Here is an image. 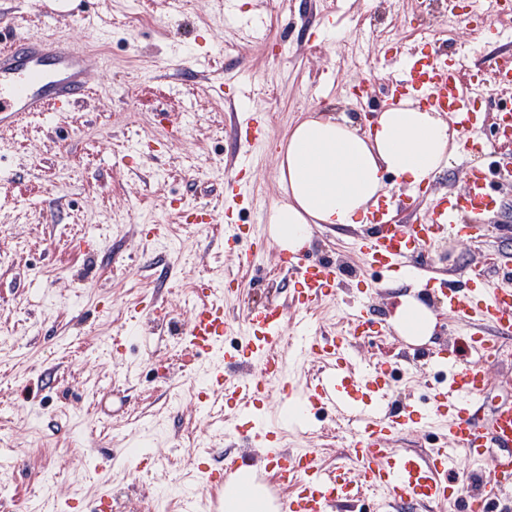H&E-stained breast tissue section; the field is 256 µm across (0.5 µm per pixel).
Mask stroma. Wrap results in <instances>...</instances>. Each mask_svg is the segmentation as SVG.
<instances>
[{
    "instance_id": "1",
    "label": "stroma",
    "mask_w": 512,
    "mask_h": 512,
    "mask_svg": "<svg viewBox=\"0 0 512 512\" xmlns=\"http://www.w3.org/2000/svg\"><path fill=\"white\" fill-rule=\"evenodd\" d=\"M0 0V39L13 31L54 37L95 54L80 105L0 123V504L6 512H181L194 494L213 512L205 475L236 448L224 439L225 401L201 402L208 365L186 348L193 308L222 289L240 325L265 305L293 326L295 279L283 269L261 214L240 211L229 245L224 184L238 152L235 86L254 78L250 110L266 114L268 143L242 176L271 211L282 198L278 145L307 113L377 112L387 71L381 40L413 42L417 0ZM383 12L378 29L358 28ZM258 15L265 42L241 39ZM364 69L353 75L347 56ZM371 97L336 105L356 80ZM477 238L444 234L425 255L439 281H490L512 263V190ZM368 224L315 228L310 255L334 261L335 292L314 304L319 335L351 340L360 365L385 359L397 404L422 398L435 356L461 327L435 290L366 263ZM408 292L438 312L434 336L412 344L389 323ZM363 302L378 331L351 337L350 306ZM487 370V404L512 403V337ZM356 427L320 411L287 425L284 447L307 448L333 471L351 466Z\"/></svg>"
}]
</instances>
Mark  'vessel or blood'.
<instances>
[{
  "instance_id": "vessel-or-blood-1",
  "label": "vessel or blood",
  "mask_w": 512,
  "mask_h": 512,
  "mask_svg": "<svg viewBox=\"0 0 512 512\" xmlns=\"http://www.w3.org/2000/svg\"><path fill=\"white\" fill-rule=\"evenodd\" d=\"M473 5L480 20L468 23L467 28L474 49L479 50L486 39L485 19L500 16L502 9L500 0H473ZM382 52L394 84L387 106L409 99L447 114L468 134L464 153L479 158L478 163L466 164L461 187L434 198L418 223L396 224L376 217L375 237L359 245L370 265L386 270L401 266L411 279L428 282L433 271L420 254L434 236L450 230L456 237L468 239L501 206L490 175L512 158V113H497L496 136L486 141L481 132L484 117L472 99L480 81L466 57L446 59L406 42L384 46ZM90 61L87 51L61 41L29 33L14 35L0 45V115L38 114L52 106L75 105L89 93ZM287 268L300 285L296 301L302 310L291 338L283 336L278 308L267 307L248 313L239 349L226 351L224 334L229 321L223 304L216 300L198 304L188 337L192 352L210 358L218 368L205 381L207 393L229 396L235 417L248 425L244 432L227 428L226 439L243 441L248 448H265L270 466L267 489L278 501V512H334L338 504L355 499L365 487L380 492L386 512L409 500L455 498L461 500L465 512H487L489 505L512 487V405L490 409L483 396L487 367L494 359L498 339L512 335V286L494 287L483 278L464 291L441 289L444 308L469 331L461 337L457 352L439 361L446 380L433 386L431 407L418 412L394 406L384 363L359 368L349 344L318 336L308 321L306 310L336 283L334 265L319 257H298L289 260ZM286 344L296 358L315 357L324 362L313 382L289 384L286 405L303 424L313 411L329 407L355 423L353 466L357 480L322 468L309 449L282 448L280 426L265 416L268 382L278 378L284 368L282 347ZM443 417L448 420V445L424 455L394 449L399 436L435 427ZM491 443L501 450L493 475L479 471L469 482H462L461 458L482 461ZM248 463L247 452L225 457L221 472L209 474L207 480L213 487H222Z\"/></svg>"
}]
</instances>
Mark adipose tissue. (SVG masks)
<instances>
[{
    "label": "adipose tissue",
    "mask_w": 512,
    "mask_h": 512,
    "mask_svg": "<svg viewBox=\"0 0 512 512\" xmlns=\"http://www.w3.org/2000/svg\"><path fill=\"white\" fill-rule=\"evenodd\" d=\"M459 132L440 113L405 103L380 113L362 131L347 117L307 116L279 146L282 201L271 211L269 235L293 254L309 246L317 224H363L387 193L392 174L410 188L429 185L459 149ZM391 325L409 342L428 341L437 315L414 295L400 296ZM252 469L224 487V512H274Z\"/></svg>",
    "instance_id": "ef3b65f1"
}]
</instances>
